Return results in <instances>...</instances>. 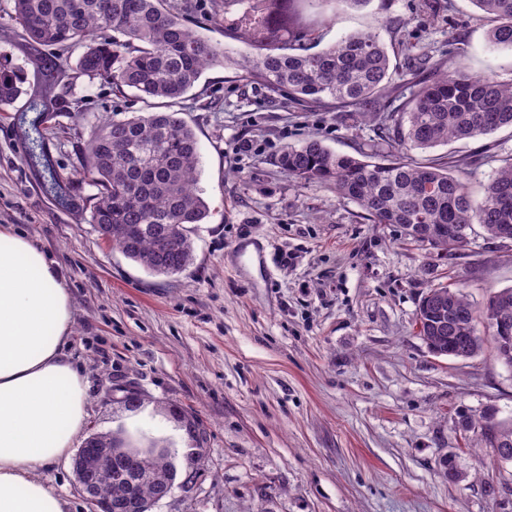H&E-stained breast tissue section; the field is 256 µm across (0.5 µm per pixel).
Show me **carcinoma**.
Here are the masks:
<instances>
[{
  "mask_svg": "<svg viewBox=\"0 0 512 512\" xmlns=\"http://www.w3.org/2000/svg\"><path fill=\"white\" fill-rule=\"evenodd\" d=\"M494 20L489 43L512 51V0H471ZM239 7L224 19V37L248 43L252 52L237 65L244 77L315 108L353 107L369 117L384 111L390 58L372 34H352L310 52L289 53L285 46L305 28L301 0H224ZM14 21L38 53L36 75L55 87L67 59L42 55L49 47L83 48L76 69L121 91H134L151 111L94 126L82 148L79 175L95 187L90 223L113 248L146 271L173 276L194 258L193 226L210 208L197 188L199 152L194 130L174 112L152 111L156 103L183 98L204 70L231 61L220 46L191 30L163 0H14ZM23 73L0 61V103L22 93ZM410 95L388 116L394 128L387 149L363 158L338 154L319 140L281 151V169L305 183L332 185L356 203L375 224H394L404 235L446 253L467 244L473 225L492 238L512 235V154L500 159L481 198L452 174L453 160H414L410 152L512 128V83L492 75L470 78L453 62L424 64L410 72ZM31 112H67L60 92L54 106L38 94ZM28 137V157L35 164L45 143L39 122ZM419 224H444L447 232L432 239ZM512 328V287L491 296L483 307L459 288L429 289L416 313L418 335L444 355L467 359L483 346L478 325ZM459 427L477 431L499 465L512 464V421L486 412L463 416ZM94 449H112V484L99 485V497L112 501L111 512H142L166 497L176 478L172 452L155 442H134L125 429L94 433ZM509 453L503 458L502 453Z\"/></svg>",
  "mask_w": 512,
  "mask_h": 512,
  "instance_id": "obj_1",
  "label": "carcinoma"
}]
</instances>
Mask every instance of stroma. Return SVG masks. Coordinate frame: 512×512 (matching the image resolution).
<instances>
[{
    "label": "stroma",
    "mask_w": 512,
    "mask_h": 512,
    "mask_svg": "<svg viewBox=\"0 0 512 512\" xmlns=\"http://www.w3.org/2000/svg\"><path fill=\"white\" fill-rule=\"evenodd\" d=\"M417 4L304 0V44L376 35L402 92L416 65L448 57L468 75L512 81V53L489 48L491 24L471 0H439L431 17ZM165 6L232 57L248 52L224 36V0ZM13 7L0 0V57L29 72ZM62 82L75 109L49 120L45 148L70 200L47 192L29 162L21 95L0 108V226L24 231L65 273L66 352L88 381L85 434L132 427L173 449L175 485L151 512H512V466H494L458 427L489 409L512 419V370L488 350L433 355L416 324L430 288L462 289L480 306L512 287V241L478 227L448 257L367 221L331 186L289 176L275 162L285 147L318 139L355 156L380 143L383 118L312 108L214 66L173 106L197 135L211 214L186 271L148 273L101 240L94 189L73 180L94 125L146 107L71 70ZM510 153L512 131L501 129L413 156H451L476 191L491 156ZM250 249L263 265L244 261ZM127 390L143 399L137 411L122 402ZM450 452L457 482L439 468Z\"/></svg>",
    "instance_id": "obj_1"
}]
</instances>
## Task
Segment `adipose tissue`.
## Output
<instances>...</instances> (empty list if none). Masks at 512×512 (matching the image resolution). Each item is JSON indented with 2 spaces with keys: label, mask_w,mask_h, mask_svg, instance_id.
Segmentation results:
<instances>
[{
  "label": "adipose tissue",
  "mask_w": 512,
  "mask_h": 512,
  "mask_svg": "<svg viewBox=\"0 0 512 512\" xmlns=\"http://www.w3.org/2000/svg\"><path fill=\"white\" fill-rule=\"evenodd\" d=\"M73 306L61 267L0 226V512H66L39 474L69 458L88 417L87 381L66 353Z\"/></svg>",
  "instance_id": "1"
}]
</instances>
